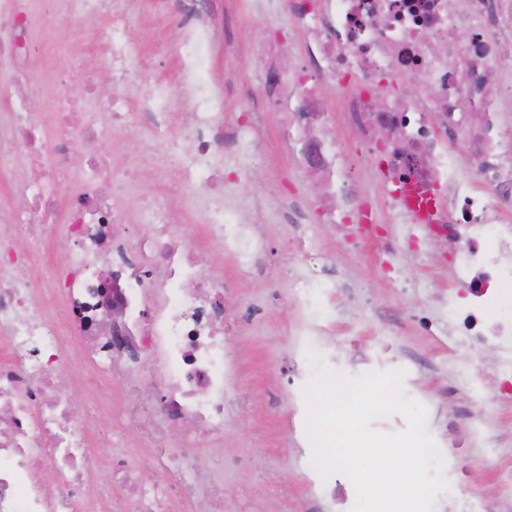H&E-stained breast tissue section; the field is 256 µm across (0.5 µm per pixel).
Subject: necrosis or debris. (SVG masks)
<instances>
[{"label": "necrosis or debris", "instance_id": "necrosis-or-debris-1", "mask_svg": "<svg viewBox=\"0 0 512 512\" xmlns=\"http://www.w3.org/2000/svg\"><path fill=\"white\" fill-rule=\"evenodd\" d=\"M30 0H0V162L17 159L12 188L26 200L0 226V512H95L85 466L94 418L57 386L58 373L105 361L108 374L134 370L141 385L129 392L130 419L150 438L148 452L113 453L106 462L108 496L132 512H224L211 477L194 455L167 444L170 427L188 420L200 433L224 428V275L201 278L199 251L187 242L167 202L140 199L138 220L147 240L132 243L119 227L124 202L102 180L92 147L123 128L124 97L88 84L87 102L107 99L110 126L78 122L59 93L55 129L32 122L20 107L42 56L31 36ZM205 0H181L177 55L181 78L193 87L200 122L187 162H204L224 146L211 115L219 99L205 78L210 29ZM288 13L306 37L297 69L265 67L257 102L283 114L284 137L299 145L295 166L317 181L319 223L344 231L348 250L376 235L379 207L392 234L414 223L428 205L425 237L454 240L449 266L471 294L425 313L427 334L447 333L470 359L456 380L478 389L475 363L484 347L499 352L496 372L512 395V305L494 311L489 284L512 296V142L500 114L512 102V0H288ZM467 40H460V33ZM414 82L412 96L397 82ZM336 86L330 99L326 86ZM355 135L362 157L385 187L382 202L359 195L345 168L340 129ZM85 157L79 193L62 207L55 186L71 157ZM61 228L76 242L61 261H48L40 280L27 274L37 230ZM162 470L164 488L143 483ZM53 472L56 491L42 480Z\"/></svg>", "mask_w": 512, "mask_h": 512}]
</instances>
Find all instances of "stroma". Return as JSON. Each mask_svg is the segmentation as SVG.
<instances>
[{
	"mask_svg": "<svg viewBox=\"0 0 512 512\" xmlns=\"http://www.w3.org/2000/svg\"><path fill=\"white\" fill-rule=\"evenodd\" d=\"M224 2L208 0L205 15L213 33L206 79L228 94L223 112L214 118L226 134L224 151L210 164L224 168L223 203L253 217L252 223L239 225L233 253L211 243L202 204L173 195L180 173L164 170L159 157L161 141H181L196 124L174 55L155 51L156 43L173 41L177 34V0H129L133 52L125 60L107 63L97 38L112 22L104 0H85L75 19L56 13L53 0L39 4L49 51L64 46L82 61L70 76L68 95L81 96L90 79L101 89H118L128 96L122 137L99 144L112 171L137 168L135 195L172 194L190 242L203 252L200 276L211 277L218 267L224 270V317L229 325L224 336V430L203 439L181 426L171 430L170 445L190 449L204 472L223 459L224 512H332L326 487L311 480L301 394L310 367L301 349L306 312L300 298L305 282L318 281L334 285L336 295L314 338L326 364L356 376L404 370L405 389L428 411V431L452 422L453 436L462 445L465 484L491 501L512 502L507 479L512 472V402L500 398L501 380L493 372L497 349L485 348L479 356L484 367L481 397L465 390L452 394L451 369L466 355L453 349L447 337L425 335L419 326L422 312L466 294L442 259L446 242L398 237L397 276L406 283L400 290L391 287L380 268V245L358 256L345 248L333 225L302 222L301 212L315 194L282 144L276 115L242 111L244 104L256 100L262 43L272 29L291 19L284 9L268 14L261 0H238L230 14ZM149 86L168 99L172 115L167 121H145L142 91ZM243 117L254 123L252 145L246 150L231 139ZM129 386L126 378L107 384L112 425L93 434L94 451L86 460L101 480L113 451L145 447L142 433L128 419ZM476 421L495 453L473 446L469 429Z\"/></svg>",
	"mask_w": 512,
	"mask_h": 512,
	"instance_id": "1",
	"label": "stroma"
}]
</instances>
